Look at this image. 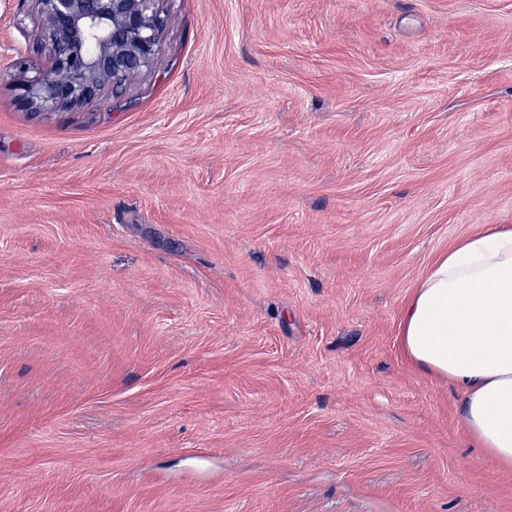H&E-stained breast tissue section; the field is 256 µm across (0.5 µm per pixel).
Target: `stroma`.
<instances>
[{"instance_id": "obj_1", "label": "stroma", "mask_w": 512, "mask_h": 512, "mask_svg": "<svg viewBox=\"0 0 512 512\" xmlns=\"http://www.w3.org/2000/svg\"><path fill=\"white\" fill-rule=\"evenodd\" d=\"M155 66L37 115L0 0V512H512L402 355L512 225V0H168Z\"/></svg>"}]
</instances>
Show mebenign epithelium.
Returning <instances> with one entry per match:
<instances>
[{"label": "benign epithelium", "instance_id": "benign-epithelium-1", "mask_svg": "<svg viewBox=\"0 0 512 512\" xmlns=\"http://www.w3.org/2000/svg\"><path fill=\"white\" fill-rule=\"evenodd\" d=\"M49 66L17 85L36 112L99 105L150 70L165 32L164 0H30Z\"/></svg>", "mask_w": 512, "mask_h": 512}]
</instances>
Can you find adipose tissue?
Segmentation results:
<instances>
[{"instance_id": "obj_1", "label": "adipose tissue", "mask_w": 512, "mask_h": 512, "mask_svg": "<svg viewBox=\"0 0 512 512\" xmlns=\"http://www.w3.org/2000/svg\"><path fill=\"white\" fill-rule=\"evenodd\" d=\"M399 342L413 366L458 389L468 438L512 469V226L437 257L402 309Z\"/></svg>"}]
</instances>
